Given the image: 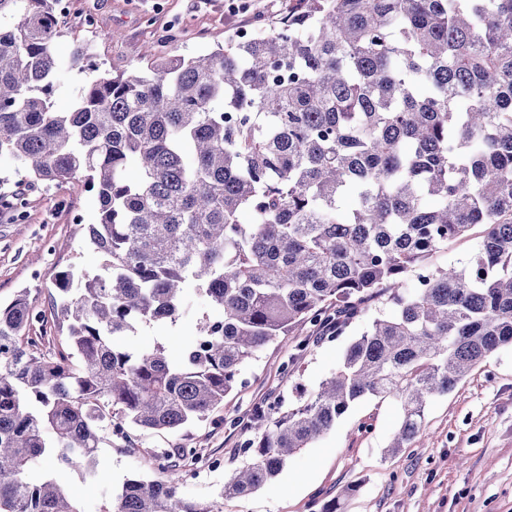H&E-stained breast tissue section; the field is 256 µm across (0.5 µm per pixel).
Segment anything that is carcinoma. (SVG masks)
Returning <instances> with one entry per match:
<instances>
[{
    "instance_id": "obj_1",
    "label": "carcinoma",
    "mask_w": 512,
    "mask_h": 512,
    "mask_svg": "<svg viewBox=\"0 0 512 512\" xmlns=\"http://www.w3.org/2000/svg\"><path fill=\"white\" fill-rule=\"evenodd\" d=\"M301 2L234 45L99 72L58 112L60 0H0V165L82 179L98 222L78 230L106 257L56 278L66 355L39 351L27 295L0 306V512H82L47 460L97 476L105 431L132 447L207 416L299 326L339 336L391 306L318 390L253 409L222 498L276 478L362 398L400 404L404 447L431 399L512 347V0ZM477 225L466 263H429ZM191 289L209 311L178 362L124 349L176 323ZM198 452L153 451L155 476L101 512H221L184 492Z\"/></svg>"
}]
</instances>
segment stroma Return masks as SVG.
<instances>
[{"label": "stroma", "mask_w": 512, "mask_h": 512, "mask_svg": "<svg viewBox=\"0 0 512 512\" xmlns=\"http://www.w3.org/2000/svg\"><path fill=\"white\" fill-rule=\"evenodd\" d=\"M246 11L230 13L226 0H69L58 40L62 60L86 47L100 70L128 73L147 66L146 46L160 56H191L224 47L242 31L273 28L294 13L298 0H245ZM23 191L25 216L0 214V303L27 292L43 314L31 333L43 336V352L66 348L50 304L60 270L95 273L104 259L85 247L78 223L97 220V203L83 182L58 188L29 184L26 172L0 169V196ZM207 302L189 294L185 315L175 325L142 326L124 340L139 353L163 345L177 359L197 334L195 323ZM375 309L354 320L343 336L299 350L305 331L280 337L243 368L245 382L204 419L173 431H144L134 446L103 443L97 478L81 468H58L56 482L74 496L81 512H100L112 486L153 473L150 449L186 445L216 453L221 471L188 479L187 495L211 501L243 459L237 450L246 434L230 426L253 408L279 396L294 401L300 389H316L339 364L348 344L368 329ZM402 411L393 400L358 401L319 440L294 455L282 473L258 491L219 500L222 512H322L340 499L341 512H512V349L489 355L451 392L426 407L422 439L397 453L388 445ZM370 423L369 432L358 429Z\"/></svg>", "instance_id": "1"}]
</instances>
